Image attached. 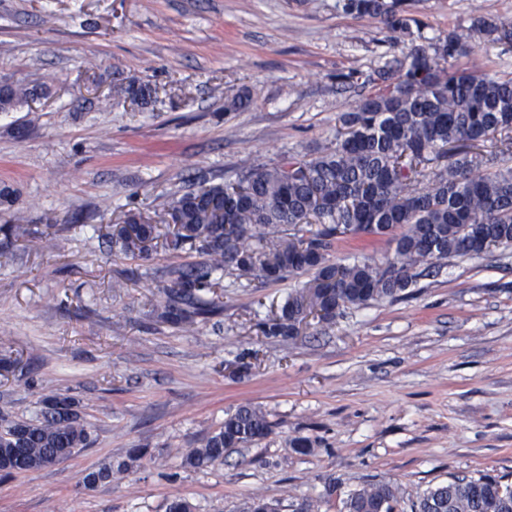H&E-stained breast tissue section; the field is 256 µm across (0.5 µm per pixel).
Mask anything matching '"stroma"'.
Returning a JSON list of instances; mask_svg holds the SVG:
<instances>
[{"label":"stroma","mask_w":512,"mask_h":512,"mask_svg":"<svg viewBox=\"0 0 512 512\" xmlns=\"http://www.w3.org/2000/svg\"><path fill=\"white\" fill-rule=\"evenodd\" d=\"M409 9L430 39L512 19V0ZM410 46L337 0H0V84L49 89L0 112V356L22 360L0 375V420L35 418L60 393L90 432L56 467L0 476V512H167L176 497L243 512L257 494L278 512H341L373 481L398 484L409 512L453 475L512 483V246L443 260L407 296L288 341L256 322L309 274L260 287L225 275L223 312L185 330L152 309L200 254L160 245L141 259L109 238L128 210L157 221L174 196L244 166L316 156L365 77ZM126 78L156 88L153 101H109ZM17 224L52 231L51 249ZM245 403L267 414L268 436L186 465L184 449ZM133 448L146 454L123 479L85 488Z\"/></svg>","instance_id":"1"}]
</instances>
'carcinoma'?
I'll return each mask as SVG.
<instances>
[{
  "mask_svg": "<svg viewBox=\"0 0 512 512\" xmlns=\"http://www.w3.org/2000/svg\"><path fill=\"white\" fill-rule=\"evenodd\" d=\"M348 15L369 16L387 29L414 37L421 22L407 0H337ZM493 42H512V20H480ZM475 54L469 32L453 28L442 38L413 46L398 68L382 67L364 81L349 111L339 116L336 142L307 159L288 154L270 167L247 166L234 182L202 187L173 199L168 215L176 227L172 249L188 247L203 260L174 270L154 311L163 321L189 328L196 318L224 308L217 274L228 272L261 285L290 274L313 278L279 311L261 319L262 335L290 340L314 312L333 323L350 308L405 295L412 270L451 257L472 256L484 243L512 244V73L500 75L477 62L449 61ZM35 88L8 87L0 112L34 98ZM155 91L134 79L112 85L110 97L145 106ZM501 148H480L495 137ZM318 224L311 235L303 227ZM388 235L393 255L383 263L364 257L331 258L338 231ZM158 225L136 213L112 234L126 255L146 258ZM270 422L246 404L227 414L200 448H188V465L202 469L233 448L266 437ZM87 425L73 400L56 394L40 414L0 426V473L38 470L53 455H72L88 443ZM146 454L89 472L84 484L119 481ZM398 487L372 482L349 493L345 512H399ZM412 512H512V485L487 474L452 476L428 488Z\"/></svg>",
  "mask_w": 512,
  "mask_h": 512,
  "instance_id": "cac0c4a2",
  "label": "carcinoma"
}]
</instances>
